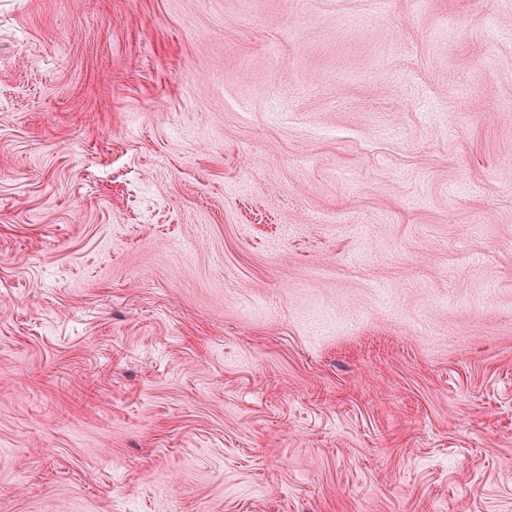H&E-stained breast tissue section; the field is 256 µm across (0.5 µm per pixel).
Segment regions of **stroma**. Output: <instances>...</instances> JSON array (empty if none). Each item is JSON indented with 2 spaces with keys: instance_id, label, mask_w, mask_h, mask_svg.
Instances as JSON below:
<instances>
[{
  "instance_id": "35a3bbf8",
  "label": "stroma",
  "mask_w": 512,
  "mask_h": 512,
  "mask_svg": "<svg viewBox=\"0 0 512 512\" xmlns=\"http://www.w3.org/2000/svg\"><path fill=\"white\" fill-rule=\"evenodd\" d=\"M0 512H512V0H0Z\"/></svg>"
}]
</instances>
